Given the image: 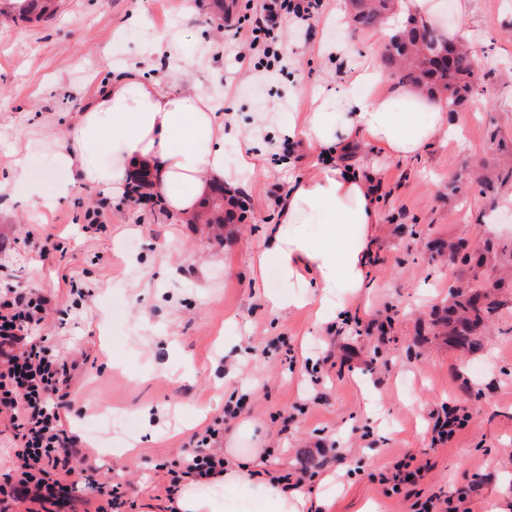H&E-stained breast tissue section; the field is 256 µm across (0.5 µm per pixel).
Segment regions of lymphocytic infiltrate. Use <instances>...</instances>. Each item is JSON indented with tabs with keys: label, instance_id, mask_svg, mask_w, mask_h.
<instances>
[{
	"label": "lymphocytic infiltrate",
	"instance_id": "lymphocytic-infiltrate-1",
	"mask_svg": "<svg viewBox=\"0 0 512 512\" xmlns=\"http://www.w3.org/2000/svg\"><path fill=\"white\" fill-rule=\"evenodd\" d=\"M322 7L323 0H263L261 14L249 23L247 42L249 49H262L265 71L281 67L287 58L276 34L281 21L310 23ZM50 304L41 295L0 289V420L15 441L8 483L0 486V512H12L17 503L25 504V512H56L71 502L75 438L58 401L68 364L56 345L33 333ZM218 437V430L206 429L180 469H167L166 498L174 497L184 477L223 474L224 455L214 447Z\"/></svg>",
	"mask_w": 512,
	"mask_h": 512
}]
</instances>
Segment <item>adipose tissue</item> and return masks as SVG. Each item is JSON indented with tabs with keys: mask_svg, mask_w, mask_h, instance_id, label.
I'll use <instances>...</instances> for the list:
<instances>
[{
	"mask_svg": "<svg viewBox=\"0 0 512 512\" xmlns=\"http://www.w3.org/2000/svg\"><path fill=\"white\" fill-rule=\"evenodd\" d=\"M177 42L156 43L149 55L129 62L57 140L56 162L86 183L120 189L128 177L147 172L151 190L172 216L199 212L213 185H237L239 173L261 163V154L240 155L235 169L224 160V128L199 90H165L144 78L153 57L173 55ZM374 64L355 65L348 87L311 111L291 116L289 137L325 154L303 177L290 179L257 268L275 260L288 283L313 274L318 302L337 289L366 287L372 226L378 221L374 193L358 169L335 157L349 141L381 147L387 155L419 154L443 130L447 104L410 85L382 89ZM319 235H312V227ZM251 463L235 457L222 475L187 479L175 498L176 512H300V493L284 482L251 474Z\"/></svg>",
	"mask_w": 512,
	"mask_h": 512,
	"instance_id": "1",
	"label": "adipose tissue"
}]
</instances>
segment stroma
<instances>
[{"label":"stroma","instance_id":"1","mask_svg":"<svg viewBox=\"0 0 512 512\" xmlns=\"http://www.w3.org/2000/svg\"><path fill=\"white\" fill-rule=\"evenodd\" d=\"M262 0H59L50 19L0 16V289L36 291L53 301L39 335L70 367L63 399L72 431L90 448L75 463L76 512L101 486L114 488L116 512H165L154 467L178 464L196 433L219 429L227 448L236 430L256 470L291 474L306 512H414L432 495L455 512H512V184L482 195V167L505 164L491 130L512 139V6L472 0L460 32L485 80L446 113L448 131L412 159L355 144L349 160L383 181L376 197L369 286L338 291L334 319L313 305L271 310L266 293H289L275 262L257 272L261 250L292 178L318 157L307 144L297 161L277 163L288 115L313 96L337 91L353 66L375 52L374 31L356 29L324 0L308 34L284 22L288 72L269 76L240 56L244 32L224 20ZM141 25H127L131 13ZM177 39L178 54L149 71L164 88L193 79L225 116L228 165L244 134L265 147L261 172L233 191L246 217L222 229L164 216V201L132 202L58 168L53 134L68 131L105 81L154 42ZM347 44V56L321 54ZM278 102V131L259 127ZM23 162L28 196L15 179ZM71 186L56 198L59 184ZM488 258L480 278L498 280V309L461 348L438 323L450 287L465 272L449 243ZM240 397L242 411L224 414ZM468 422L433 444L447 406ZM425 472L398 489L379 476L397 460Z\"/></svg>","mask_w":512,"mask_h":512}]
</instances>
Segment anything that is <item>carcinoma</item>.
Instances as JSON below:
<instances>
[{"label": "carcinoma", "mask_w": 512, "mask_h": 512, "mask_svg": "<svg viewBox=\"0 0 512 512\" xmlns=\"http://www.w3.org/2000/svg\"><path fill=\"white\" fill-rule=\"evenodd\" d=\"M19 15L47 19L54 15V0H5ZM397 0H349L352 19L357 28L372 29L381 19L394 12ZM384 64L402 84L421 87L433 97H443L448 111L472 100L478 94L482 77L478 61L468 46L445 38L433 25L407 23L402 34L390 38L385 48ZM482 191L494 193L512 183V165L503 166L479 178ZM463 291L448 308L443 325L450 340L460 346L472 344V336L494 311L491 289L497 283L478 280L474 275L459 278Z\"/></svg>", "instance_id": "cac0c4a2"}]
</instances>
